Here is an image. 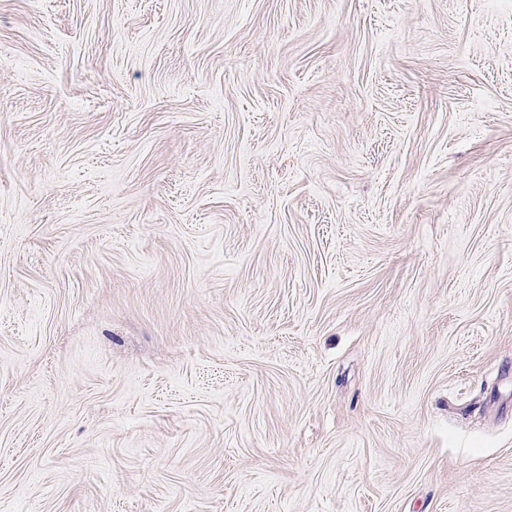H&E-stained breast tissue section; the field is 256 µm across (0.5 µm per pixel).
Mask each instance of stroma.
<instances>
[{
	"instance_id": "stroma-1",
	"label": "stroma",
	"mask_w": 512,
	"mask_h": 512,
	"mask_svg": "<svg viewBox=\"0 0 512 512\" xmlns=\"http://www.w3.org/2000/svg\"><path fill=\"white\" fill-rule=\"evenodd\" d=\"M0 512H512V0H0Z\"/></svg>"
}]
</instances>
